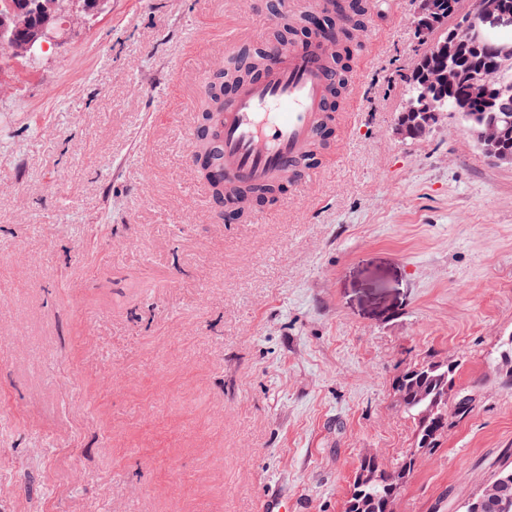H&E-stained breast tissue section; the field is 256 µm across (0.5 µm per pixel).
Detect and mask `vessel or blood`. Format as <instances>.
<instances>
[{
  "instance_id": "b4317fda",
  "label": "vessel or blood",
  "mask_w": 512,
  "mask_h": 512,
  "mask_svg": "<svg viewBox=\"0 0 512 512\" xmlns=\"http://www.w3.org/2000/svg\"><path fill=\"white\" fill-rule=\"evenodd\" d=\"M265 55L253 78L225 94L215 118V172L243 190L309 176V156L331 111L335 77L324 34L312 33L293 49L266 45Z\"/></svg>"
}]
</instances>
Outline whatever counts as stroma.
I'll use <instances>...</instances> for the list:
<instances>
[{
    "instance_id": "1",
    "label": "stroma",
    "mask_w": 512,
    "mask_h": 512,
    "mask_svg": "<svg viewBox=\"0 0 512 512\" xmlns=\"http://www.w3.org/2000/svg\"><path fill=\"white\" fill-rule=\"evenodd\" d=\"M278 7L110 0L0 75V512H344L366 451L413 448L393 386L432 355L477 400L394 512H460L512 463V167L456 112L395 135L415 0H373L317 176L217 218L202 93Z\"/></svg>"
}]
</instances>
